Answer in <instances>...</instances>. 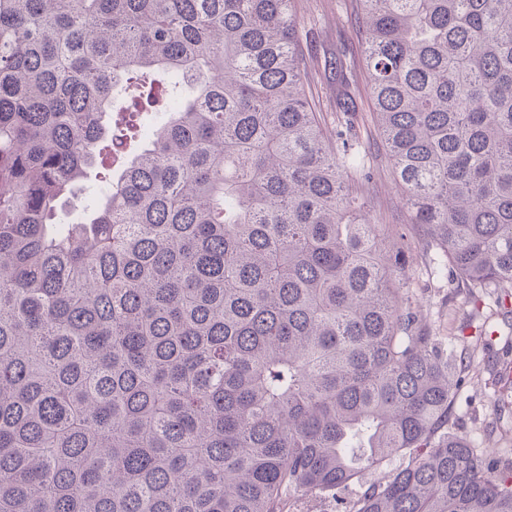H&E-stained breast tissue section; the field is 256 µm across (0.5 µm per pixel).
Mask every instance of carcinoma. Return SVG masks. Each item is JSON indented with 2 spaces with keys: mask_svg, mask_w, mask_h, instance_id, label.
Here are the masks:
<instances>
[{
  "mask_svg": "<svg viewBox=\"0 0 512 512\" xmlns=\"http://www.w3.org/2000/svg\"><path fill=\"white\" fill-rule=\"evenodd\" d=\"M359 2L411 223L512 288V0ZM301 40L295 0H0V512H283L394 457L356 512H512V467L448 432L461 370ZM124 86L161 122L61 224Z\"/></svg>",
  "mask_w": 512,
  "mask_h": 512,
  "instance_id": "carcinoma-1",
  "label": "carcinoma"
}]
</instances>
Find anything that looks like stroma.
Segmentation results:
<instances>
[{
    "label": "stroma",
    "mask_w": 512,
    "mask_h": 512,
    "mask_svg": "<svg viewBox=\"0 0 512 512\" xmlns=\"http://www.w3.org/2000/svg\"><path fill=\"white\" fill-rule=\"evenodd\" d=\"M297 13L310 37L302 42L310 97L335 128L336 94L341 85L330 64L348 63L347 77L355 95L361 156L371 179L364 193L372 223L400 234L410 249L406 288L422 322L445 341L451 360L464 366V380L451 409L448 430L471 445L489 449L502 466L512 465V290L471 288L441 270L437 250L416 225L401 191L382 137L368 111V72L361 59L358 0H298Z\"/></svg>",
    "instance_id": "stroma-1"
}]
</instances>
